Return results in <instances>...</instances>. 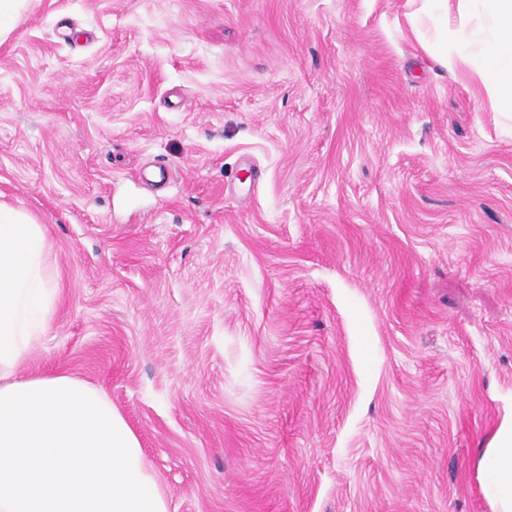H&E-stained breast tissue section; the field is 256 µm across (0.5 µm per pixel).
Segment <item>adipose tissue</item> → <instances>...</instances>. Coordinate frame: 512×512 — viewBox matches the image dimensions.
Masks as SVG:
<instances>
[{
	"mask_svg": "<svg viewBox=\"0 0 512 512\" xmlns=\"http://www.w3.org/2000/svg\"><path fill=\"white\" fill-rule=\"evenodd\" d=\"M488 35L457 32L488 98L512 104V0H479ZM55 259L43 225L0 205V512H169L136 435L100 389L65 372L20 376L51 329ZM493 512H512V420L476 463Z\"/></svg>",
	"mask_w": 512,
	"mask_h": 512,
	"instance_id": "obj_1",
	"label": "adipose tissue"
}]
</instances>
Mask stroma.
Segmentation results:
<instances>
[{
  "label": "stroma",
  "mask_w": 512,
  "mask_h": 512,
  "mask_svg": "<svg viewBox=\"0 0 512 512\" xmlns=\"http://www.w3.org/2000/svg\"><path fill=\"white\" fill-rule=\"evenodd\" d=\"M420 8L27 0L0 42V203L58 289L21 372L103 390L170 512H492L512 107Z\"/></svg>",
  "instance_id": "35a3bbf8"
}]
</instances>
